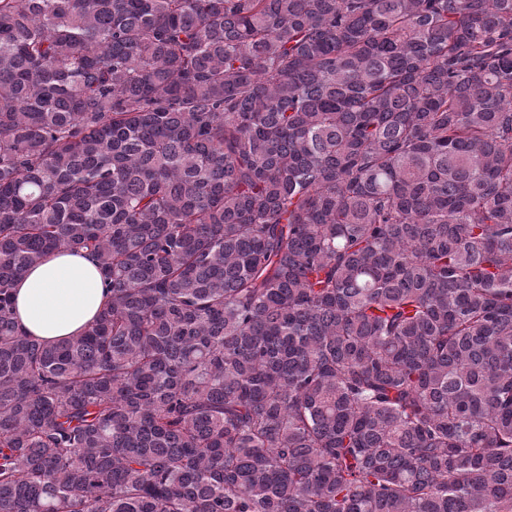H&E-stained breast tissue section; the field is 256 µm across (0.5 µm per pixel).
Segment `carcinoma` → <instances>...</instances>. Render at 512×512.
I'll return each mask as SVG.
<instances>
[{
  "label": "carcinoma",
  "instance_id": "cac0c4a2",
  "mask_svg": "<svg viewBox=\"0 0 512 512\" xmlns=\"http://www.w3.org/2000/svg\"><path fill=\"white\" fill-rule=\"evenodd\" d=\"M0 512H512V0H0ZM14 290L17 328L43 343L82 332L110 300L94 258L66 249L29 268Z\"/></svg>",
  "mask_w": 512,
  "mask_h": 512
}]
</instances>
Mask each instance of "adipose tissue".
I'll return each mask as SVG.
<instances>
[{"mask_svg": "<svg viewBox=\"0 0 512 512\" xmlns=\"http://www.w3.org/2000/svg\"><path fill=\"white\" fill-rule=\"evenodd\" d=\"M15 293L17 328L44 343L82 332L110 299L94 258L66 249L29 268Z\"/></svg>", "mask_w": 512, "mask_h": 512, "instance_id": "1", "label": "adipose tissue"}]
</instances>
